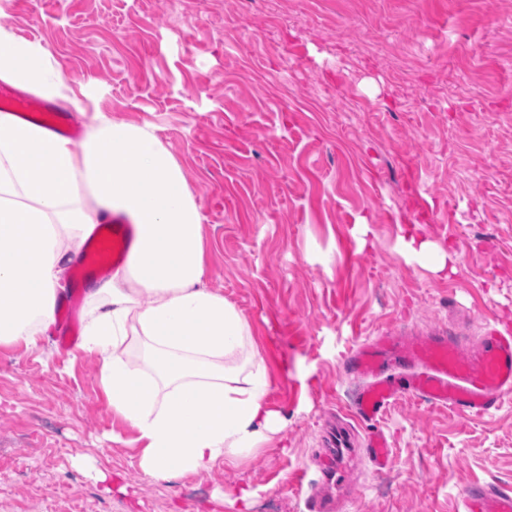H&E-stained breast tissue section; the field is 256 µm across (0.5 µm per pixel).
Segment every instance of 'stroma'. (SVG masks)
Instances as JSON below:
<instances>
[{"label": "stroma", "instance_id": "stroma-1", "mask_svg": "<svg viewBox=\"0 0 512 512\" xmlns=\"http://www.w3.org/2000/svg\"><path fill=\"white\" fill-rule=\"evenodd\" d=\"M0 23L107 116L154 125L201 205L207 284L248 320L288 418L236 465L156 481L97 355L0 345V512H237L238 485L250 512H309L353 349L512 331V0H0ZM416 223L455 272L401 254ZM380 428L391 461L349 458L339 512L512 488V398L479 416L403 399Z\"/></svg>", "mask_w": 512, "mask_h": 512}]
</instances>
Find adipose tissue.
Segmentation results:
<instances>
[{
  "instance_id": "adipose-tissue-1",
  "label": "adipose tissue",
  "mask_w": 512,
  "mask_h": 512,
  "mask_svg": "<svg viewBox=\"0 0 512 512\" xmlns=\"http://www.w3.org/2000/svg\"><path fill=\"white\" fill-rule=\"evenodd\" d=\"M0 81L72 106L87 128L76 144L0 113V345L45 340L76 242L121 217L142 231L124 265L90 286L80 348L101 359V387L137 434L140 470L174 482L265 447L288 419L268 401L247 320L206 284L201 208L154 126L108 118L47 46L2 24Z\"/></svg>"
}]
</instances>
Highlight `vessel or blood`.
I'll list each match as a JSON object with an SVG mask.
<instances>
[{
    "label": "vessel or blood",
    "instance_id": "vessel-or-blood-1",
    "mask_svg": "<svg viewBox=\"0 0 512 512\" xmlns=\"http://www.w3.org/2000/svg\"><path fill=\"white\" fill-rule=\"evenodd\" d=\"M0 107L44 120L69 138L78 136L70 113L46 107L5 83H0ZM133 234L132 225L117 218L99 224L83 248L78 280L124 261ZM346 372L359 381L350 413L362 424L376 421L406 397L459 414H484L512 395V336L486 330L477 348L465 354L458 339L444 332L425 337L384 332L351 354ZM361 452L380 469L390 461L388 441L378 430L365 436ZM458 503L462 512H512V491L473 483L459 490Z\"/></svg>",
    "mask_w": 512,
    "mask_h": 512
}]
</instances>
